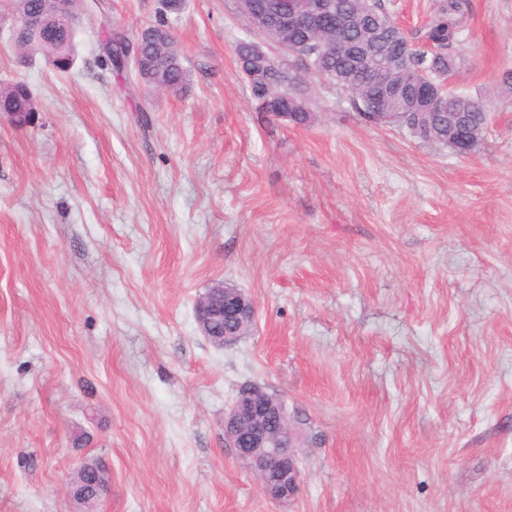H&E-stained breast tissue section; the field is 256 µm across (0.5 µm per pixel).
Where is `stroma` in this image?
Wrapping results in <instances>:
<instances>
[{
    "label": "stroma",
    "instance_id": "obj_1",
    "mask_svg": "<svg viewBox=\"0 0 512 512\" xmlns=\"http://www.w3.org/2000/svg\"><path fill=\"white\" fill-rule=\"evenodd\" d=\"M157 11L99 0L66 74L0 28V87L40 110L0 119V512H72L88 457L95 512H512V0H469L451 49L489 114L465 158L312 75L311 126L261 112L235 0L173 18L183 93L116 74L102 30ZM218 282L257 305L221 349L195 321ZM248 382L299 433L293 499L224 441ZM14 108L21 112H13ZM0 112V117L5 113L12 125L26 127L38 111L29 88L24 83H15L0 88Z\"/></svg>",
    "mask_w": 512,
    "mask_h": 512
}]
</instances>
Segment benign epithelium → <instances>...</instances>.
Returning a JSON list of instances; mask_svg holds the SVG:
<instances>
[{"instance_id": "obj_1", "label": "benign epithelium", "mask_w": 512, "mask_h": 512, "mask_svg": "<svg viewBox=\"0 0 512 512\" xmlns=\"http://www.w3.org/2000/svg\"><path fill=\"white\" fill-rule=\"evenodd\" d=\"M237 7L253 28L267 42L277 46L284 54L304 62V44L293 41L290 33L302 30L311 35L307 42L314 41L323 27L324 19H336V30L349 26L350 20L336 5V0H270L262 11L253 8L248 0H236ZM65 8L64 0H41L39 13L23 16L14 25L38 26L46 12L56 13ZM334 53L347 56L355 63L368 57L359 51L353 42L336 38ZM421 94L412 99L401 86L385 84L373 97V113L369 122L374 124L409 125V116L401 110L417 105L424 109L444 105L450 82L438 88L430 82H422ZM462 114L448 112V149L454 154H472L469 138L461 134ZM197 330L211 344L224 347L242 336V329L255 324L257 307L253 298L238 288L222 283L212 285L199 300ZM222 316L226 328L224 335L211 334L209 319ZM224 440L236 449L238 456L249 466L261 482L263 492L272 500L284 501L297 495L302 483V471L295 448L297 434L283 400L274 398L258 384H246L239 388L229 410L224 415ZM108 468L98 463L96 469L85 473L86 478L98 484L100 494L108 489Z\"/></svg>"}]
</instances>
